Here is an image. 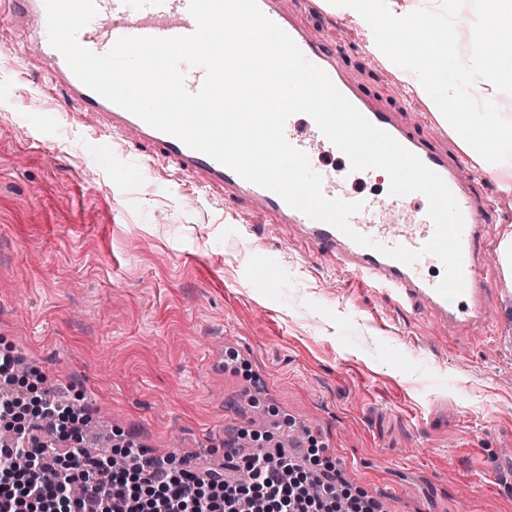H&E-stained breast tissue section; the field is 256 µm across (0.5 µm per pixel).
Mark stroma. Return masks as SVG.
Returning a JSON list of instances; mask_svg holds the SVG:
<instances>
[{
	"label": "stroma",
	"mask_w": 512,
	"mask_h": 512,
	"mask_svg": "<svg viewBox=\"0 0 512 512\" xmlns=\"http://www.w3.org/2000/svg\"><path fill=\"white\" fill-rule=\"evenodd\" d=\"M284 5L364 94L459 146L364 29L327 0ZM21 50L0 12V354L116 447L204 471L231 431L246 448L301 426L381 512H512V282L497 283L496 322L460 336L351 285L269 216L239 230L219 189L195 193L172 165L115 181ZM37 111L62 119L23 123ZM258 249L278 262L268 288L251 281ZM231 350L244 372L225 368Z\"/></svg>",
	"instance_id": "35a3bbf8"
}]
</instances>
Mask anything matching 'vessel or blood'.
Returning <instances> with one entry per match:
<instances>
[{"mask_svg":"<svg viewBox=\"0 0 512 512\" xmlns=\"http://www.w3.org/2000/svg\"><path fill=\"white\" fill-rule=\"evenodd\" d=\"M97 13L78 34L80 43L91 51L107 53L127 36L171 37L192 33L196 21L189 0H94ZM26 58L36 63L40 75L58 89L65 102L77 104L94 133L101 160H108V141L114 137L154 150L158 160L187 174L199 191L220 189L225 199L238 206L239 216L253 212L273 215L291 226L319 254L332 257L357 284L373 288L387 299L410 308H427L444 325L457 332L478 330L497 314L492 303L494 273L485 262L493 244L488 235L486 215L492 206L487 178L463 172L461 156L447 147L413 134L395 113L382 109L366 96L340 66L337 48L309 35L286 10L283 0H258L261 11L279 25L312 63L322 68L338 90L375 126L386 131L424 164L435 171L456 197L464 218L462 233L464 290L449 300L436 287L441 262L426 256L407 266L382 254V247L402 245L420 248L434 233L432 221H425L420 234L406 232L394 218L403 205L400 197L389 201L365 202L350 219L352 230L372 239L364 247L333 226L314 220L287 205L277 194L240 177L229 167L187 147L177 138L152 128L142 119L108 101L70 70L47 36L44 0H0Z\"/></svg>","mask_w":512,"mask_h":512,"instance_id":"vessel-or-blood-1","label":"vessel or blood"}]
</instances>
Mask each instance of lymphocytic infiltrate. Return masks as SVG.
<instances>
[{"mask_svg": "<svg viewBox=\"0 0 512 512\" xmlns=\"http://www.w3.org/2000/svg\"><path fill=\"white\" fill-rule=\"evenodd\" d=\"M41 401L57 444L68 450L57 453L30 429L16 430L0 445V512H143L145 488L159 493L152 512H238L244 502L250 512H376L368 494L338 492L327 478L336 465L315 439L310 461L319 474L309 484L297 482L299 466L267 437L249 456L226 449L221 468L200 474L189 460H160L131 442L111 460L71 447L82 430L63 426L60 416L72 405H57L47 389Z\"/></svg>", "mask_w": 512, "mask_h": 512, "instance_id": "obj_1", "label": "lymphocytic infiltrate"}]
</instances>
